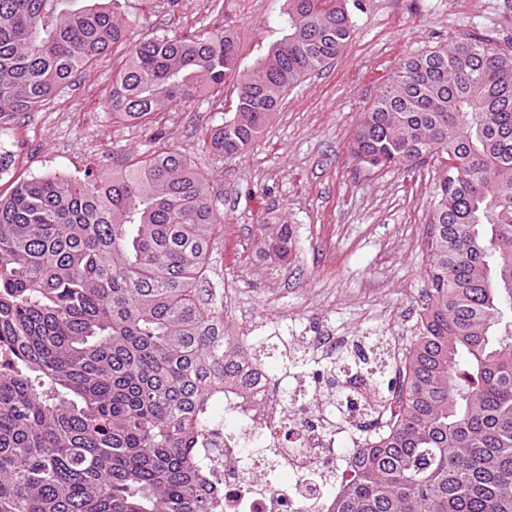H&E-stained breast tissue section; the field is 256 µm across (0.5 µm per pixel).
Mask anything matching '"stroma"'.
I'll use <instances>...</instances> for the list:
<instances>
[{
	"label": "stroma",
	"instance_id": "1",
	"mask_svg": "<svg viewBox=\"0 0 512 512\" xmlns=\"http://www.w3.org/2000/svg\"><path fill=\"white\" fill-rule=\"evenodd\" d=\"M118 0L131 38L226 26L237 34L238 63L250 67L275 40L285 0ZM347 50L322 72L289 91L243 154L227 159L207 150L210 129L237 102L236 79L224 96H202L166 112L168 147L187 155L208 182L224 235L210 255L226 297L257 318H286L296 356L316 326L388 351L418 311L428 264L430 201L443 169L366 170L348 144L361 112L399 58L438 47L458 34L512 41V0H358ZM119 59H106L59 90L34 112L0 124L11 163L0 171V194L14 182L49 173L81 177L90 166L121 169L130 155L156 143L108 108ZM288 222L296 259L270 266L255 245L262 218Z\"/></svg>",
	"mask_w": 512,
	"mask_h": 512
}]
</instances>
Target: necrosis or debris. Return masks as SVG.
I'll return each instance as SVG.
<instances>
[{"label":"necrosis or debris","mask_w":512,"mask_h":512,"mask_svg":"<svg viewBox=\"0 0 512 512\" xmlns=\"http://www.w3.org/2000/svg\"><path fill=\"white\" fill-rule=\"evenodd\" d=\"M249 370L255 376L256 405L247 427L225 434L224 457L215 471L224 488L225 512H308L335 487L337 467L349 465V455L336 450L337 435L347 434L354 446L365 448L387 431L391 413L385 407L337 412L336 390L322 379L313 385L318 410L302 416L261 362L251 363ZM256 431L273 435V463L244 455L242 445ZM271 464L291 475L288 485L270 480Z\"/></svg>","instance_id":"1"}]
</instances>
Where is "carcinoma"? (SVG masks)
Returning <instances> with one entry per match:
<instances>
[{"label":"carcinoma","instance_id":"cac0c4a2","mask_svg":"<svg viewBox=\"0 0 512 512\" xmlns=\"http://www.w3.org/2000/svg\"><path fill=\"white\" fill-rule=\"evenodd\" d=\"M0 0V120L46 105L91 64L123 58L109 108L148 131L172 105L224 95L229 28L132 42L110 4ZM281 37L239 76L211 130L226 158L291 88L352 41L348 0H286ZM349 153L367 169L450 161L432 199L426 300L376 445L313 512H512V45L468 34L399 60ZM207 179L176 150L118 173L20 181L0 196V512H224L210 461L253 394L250 346L224 335L209 255L224 235ZM272 264L291 225L257 227Z\"/></svg>","mask_w":512,"mask_h":512}]
</instances>
